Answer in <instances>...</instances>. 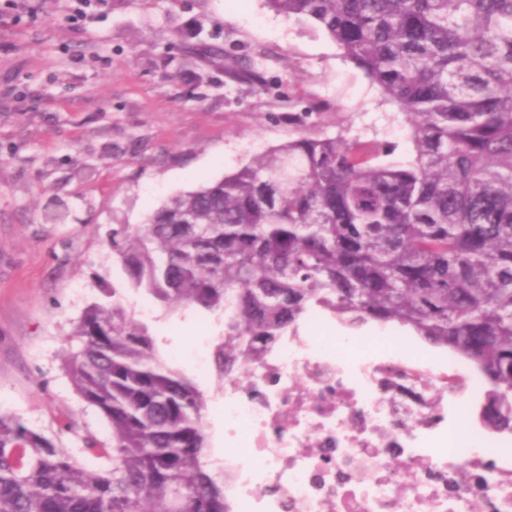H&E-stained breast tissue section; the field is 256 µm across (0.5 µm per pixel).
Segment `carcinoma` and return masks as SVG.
Wrapping results in <instances>:
<instances>
[{
    "label": "carcinoma",
    "instance_id": "carcinoma-1",
    "mask_svg": "<svg viewBox=\"0 0 512 512\" xmlns=\"http://www.w3.org/2000/svg\"><path fill=\"white\" fill-rule=\"evenodd\" d=\"M310 21L379 87L408 160L352 125L298 124L224 179L114 224L128 288L224 319L216 377L257 361L318 304L471 360L512 423V0H265ZM87 306L64 367L105 419L81 447L0 413V512H225L206 399L161 360L116 288ZM100 460L88 469L80 455Z\"/></svg>",
    "mask_w": 512,
    "mask_h": 512
}]
</instances>
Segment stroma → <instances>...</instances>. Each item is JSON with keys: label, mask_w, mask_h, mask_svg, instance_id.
Masks as SVG:
<instances>
[{"label": "stroma", "mask_w": 512, "mask_h": 512, "mask_svg": "<svg viewBox=\"0 0 512 512\" xmlns=\"http://www.w3.org/2000/svg\"><path fill=\"white\" fill-rule=\"evenodd\" d=\"M200 33L253 60L257 81L192 54ZM313 106L317 132L375 129L395 159L410 157L364 72L264 0H0V412L69 448L80 430L107 438L63 356L100 297L94 274L122 280L108 229L236 172ZM146 321L163 360L215 407V377L192 357L223 323L156 305ZM67 421L74 431L61 432Z\"/></svg>", "instance_id": "obj_1"}]
</instances>
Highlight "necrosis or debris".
<instances>
[{
    "label": "necrosis or debris",
    "instance_id": "necrosis-or-debris-1",
    "mask_svg": "<svg viewBox=\"0 0 512 512\" xmlns=\"http://www.w3.org/2000/svg\"><path fill=\"white\" fill-rule=\"evenodd\" d=\"M314 305L223 396L226 512H512V429L455 355Z\"/></svg>",
    "mask_w": 512,
    "mask_h": 512
}]
</instances>
